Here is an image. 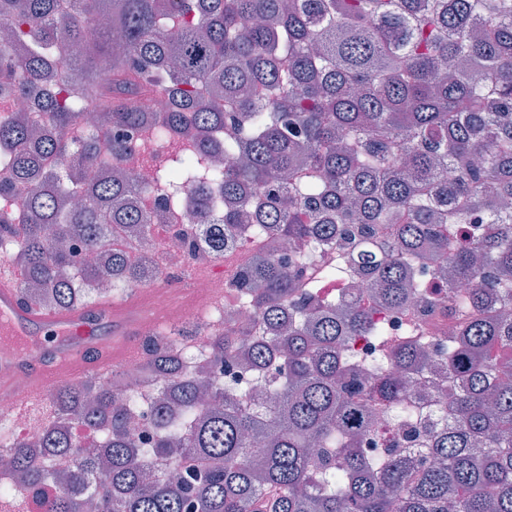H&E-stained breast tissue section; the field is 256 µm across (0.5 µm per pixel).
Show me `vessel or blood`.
Returning <instances> with one entry per match:
<instances>
[{
    "label": "vessel or blood",
    "mask_w": 512,
    "mask_h": 512,
    "mask_svg": "<svg viewBox=\"0 0 512 512\" xmlns=\"http://www.w3.org/2000/svg\"><path fill=\"white\" fill-rule=\"evenodd\" d=\"M147 291L133 292L121 302L104 301L94 308L46 310L23 305L15 277L0 267V346L9 347L0 359V396L13 406L42 394L56 381H77L88 372H106L131 357L137 327L128 322L129 308L146 304ZM52 334L42 356L28 353L41 334Z\"/></svg>",
    "instance_id": "obj_1"
}]
</instances>
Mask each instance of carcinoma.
<instances>
[{
    "label": "carcinoma",
    "mask_w": 512,
    "mask_h": 512,
    "mask_svg": "<svg viewBox=\"0 0 512 512\" xmlns=\"http://www.w3.org/2000/svg\"><path fill=\"white\" fill-rule=\"evenodd\" d=\"M160 93L176 107L152 124L170 146L155 219L189 199L209 229L202 246L182 240L192 258L222 259L237 237L331 244L347 266L320 276L363 274L398 308L427 288L406 259L448 248L439 225L483 214L487 227L448 252L453 277L475 284L440 359L457 381L452 422L430 432L432 463L365 454L372 405L412 417L409 373L431 351L259 252L233 288L274 337L216 331L209 355L271 374L263 412L182 368L174 346L200 327L177 325L169 345L145 342L144 371L163 387L150 447L129 429L140 405L119 402L112 380L69 383L37 435L0 434V512H23L16 483L42 512H512V321L491 314L512 303L499 280L512 273V0H0V96L38 98L49 127L0 123V250L25 300L89 306L146 277L112 255V238L151 223L126 206L135 182L82 178L133 150L112 129L140 126L141 101ZM226 124L240 135L221 142ZM380 224L394 225L386 253ZM75 235L80 249L61 244ZM352 336L381 347L367 373L345 351Z\"/></svg>",
    "instance_id": "cac0c4a2"
}]
</instances>
